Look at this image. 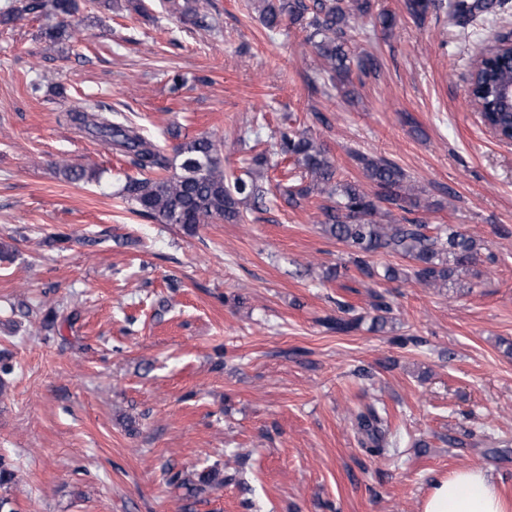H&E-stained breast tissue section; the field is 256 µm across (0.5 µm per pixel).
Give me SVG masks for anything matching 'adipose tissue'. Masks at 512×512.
Masks as SVG:
<instances>
[{"label":"adipose tissue","mask_w":512,"mask_h":512,"mask_svg":"<svg viewBox=\"0 0 512 512\" xmlns=\"http://www.w3.org/2000/svg\"><path fill=\"white\" fill-rule=\"evenodd\" d=\"M420 512H512L494 477L470 467L433 480Z\"/></svg>","instance_id":"obj_1"}]
</instances>
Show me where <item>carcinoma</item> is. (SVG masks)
Returning a JSON list of instances; mask_svg holds the SVG:
<instances>
[{"label": "carcinoma", "mask_w": 512, "mask_h": 512, "mask_svg": "<svg viewBox=\"0 0 512 512\" xmlns=\"http://www.w3.org/2000/svg\"><path fill=\"white\" fill-rule=\"evenodd\" d=\"M168 3L184 20L207 26L206 0H192L181 9L176 7V0ZM253 5L268 31L292 25L306 32L307 41L322 60L320 72L308 79L314 88L319 82H327L346 88L349 94L347 86L353 84L352 76H368L381 67L376 55L357 52L352 46V22L370 13V0H253ZM502 5V0H404L406 13L417 21L431 11L444 9L462 28L477 17L497 15ZM43 9L54 15H69L75 4L73 0H18V4L0 11V25L13 22L18 14ZM502 82L512 83V65L506 61V52L493 46L485 67L471 78V92L486 102V120L508 138L512 136V110L500 109L492 97V89ZM65 119L130 159L137 175L127 177L117 195L131 213L157 224H179L189 234L214 220L244 223V207L259 210L265 203L267 189L261 169L278 166L260 152L251 158L244 173L231 180L224 172L218 143L208 137H193L177 147L181 173L168 175L170 159L126 113L106 110L97 101L80 98L66 112ZM274 155L292 161L294 166L287 190L288 205L298 206L313 193L321 195L322 232L350 248L343 270L336 271V277L353 269L370 280L393 282L411 277L428 288L464 289L461 275L480 261L485 243L452 225L431 231L430 225L414 215L423 205L411 176L397 163L358 149L349 151L374 188L369 194L358 184L338 178L328 148L305 131L288 127L279 130ZM393 208L405 215L398 220L392 218ZM380 255L401 256L412 265L406 271L396 266L380 269L374 264V257ZM359 321L358 317L344 316L326 319L339 333L351 331ZM352 423L367 454L385 456L396 445L385 407L368 405L353 414ZM169 482L186 487L195 498L224 484L216 468L200 474L196 482L180 471H172Z\"/></svg>", "instance_id": "obj_1"}]
</instances>
